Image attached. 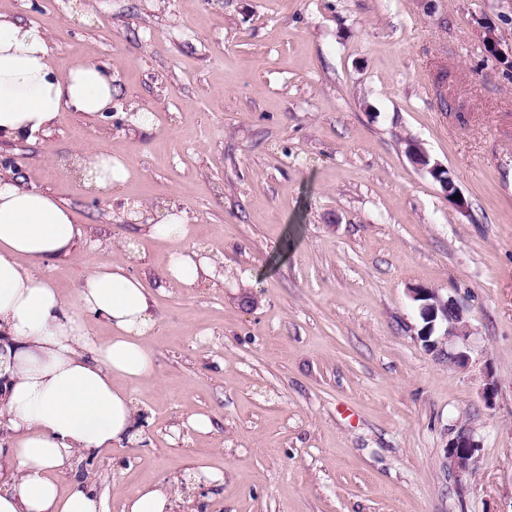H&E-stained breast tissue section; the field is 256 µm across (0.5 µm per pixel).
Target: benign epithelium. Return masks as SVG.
Returning a JSON list of instances; mask_svg holds the SVG:
<instances>
[{
	"mask_svg": "<svg viewBox=\"0 0 512 512\" xmlns=\"http://www.w3.org/2000/svg\"><path fill=\"white\" fill-rule=\"evenodd\" d=\"M480 38L488 57L494 61L507 59L512 63V49L502 47L496 26L482 25ZM408 157L415 168L426 171L436 181L441 177V172L447 170V167L436 161L430 162V156L417 142L411 144ZM409 294L413 301L419 303L422 318L428 321L425 331L419 333V336L424 338L425 349L435 353L450 365L466 366L469 362L473 339L466 309L461 302L452 295L444 296L436 289L420 285L410 288ZM438 319L449 322V325L445 328L443 338L430 341L428 337L432 336ZM479 448H481V440L477 432L469 427L459 431L448 441L446 445L448 469L458 480L461 481L472 474L474 457Z\"/></svg>",
	"mask_w": 512,
	"mask_h": 512,
	"instance_id": "benign-epithelium-1",
	"label": "benign epithelium"
}]
</instances>
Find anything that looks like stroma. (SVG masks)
Listing matches in <instances>:
<instances>
[{
	"mask_svg": "<svg viewBox=\"0 0 512 512\" xmlns=\"http://www.w3.org/2000/svg\"><path fill=\"white\" fill-rule=\"evenodd\" d=\"M435 5L0 0L45 33L57 70L92 59L112 74L108 118L65 111L32 141H0V170L15 163L86 231L45 273L72 296L134 240L160 319L157 378L133 388L138 440L61 484L89 479L121 512L200 464L224 472L209 512H512V77L479 37L490 19L512 46V0ZM137 110L155 134L129 122ZM407 138L448 167L467 213L413 167ZM86 142L128 160L109 198L58 165ZM171 208L223 278L163 279L168 247L142 227ZM416 285L465 303L467 367L423 348ZM195 412L210 434L186 428ZM464 425L482 446L460 481L444 447Z\"/></svg>",
	"mask_w": 512,
	"mask_h": 512,
	"instance_id": "obj_1",
	"label": "stroma"
}]
</instances>
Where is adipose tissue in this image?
<instances>
[{"instance_id": "1", "label": "adipose tissue", "mask_w": 512, "mask_h": 512, "mask_svg": "<svg viewBox=\"0 0 512 512\" xmlns=\"http://www.w3.org/2000/svg\"><path fill=\"white\" fill-rule=\"evenodd\" d=\"M112 106V76L91 60L66 72L50 61L45 34L0 13V139L31 138L60 112L103 117ZM71 167L91 195L104 197L129 176L125 159L89 146ZM169 244L166 281L194 288L217 277L215 261L190 250V220L165 212L147 225ZM84 232L69 208L50 194L0 176V512H108V498L88 480L61 487L57 473L80 455L137 439L139 410L132 388L155 378L147 338L158 325L150 293L132 274L136 252L99 264L65 300L43 272ZM110 328L97 339L94 320Z\"/></svg>"}]
</instances>
